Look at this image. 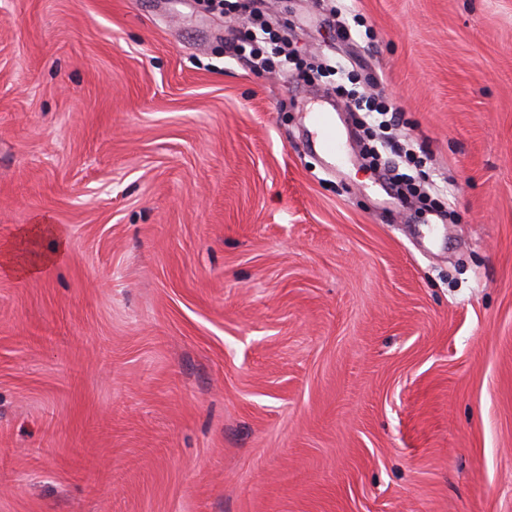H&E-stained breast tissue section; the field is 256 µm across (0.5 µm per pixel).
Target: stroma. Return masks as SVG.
I'll use <instances>...</instances> for the list:
<instances>
[{
  "instance_id": "35a3bbf8",
  "label": "stroma",
  "mask_w": 512,
  "mask_h": 512,
  "mask_svg": "<svg viewBox=\"0 0 512 512\" xmlns=\"http://www.w3.org/2000/svg\"><path fill=\"white\" fill-rule=\"evenodd\" d=\"M269 21L300 77L208 0H0V251L45 264L0 269V512H512V0ZM331 55L432 207L363 162Z\"/></svg>"
}]
</instances>
